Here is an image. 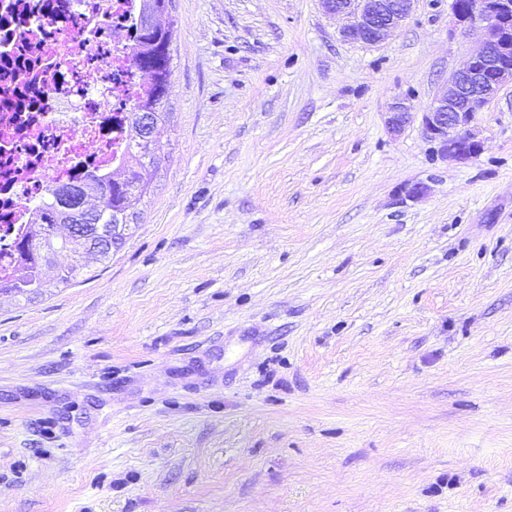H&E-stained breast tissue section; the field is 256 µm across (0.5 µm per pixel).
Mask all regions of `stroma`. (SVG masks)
Here are the masks:
<instances>
[{
	"label": "stroma",
	"instance_id": "stroma-1",
	"mask_svg": "<svg viewBox=\"0 0 512 512\" xmlns=\"http://www.w3.org/2000/svg\"><path fill=\"white\" fill-rule=\"evenodd\" d=\"M163 21L136 226L0 295V512H512V83L476 159L385 126L481 28L451 0L376 44L319 0ZM416 113L418 112H412L409 97L402 96L395 98L394 102L389 107V111L386 112L385 125L388 132L392 136L400 135L407 125L414 120Z\"/></svg>",
	"mask_w": 512,
	"mask_h": 512
}]
</instances>
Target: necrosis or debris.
Here are the masks:
<instances>
[{"label":"necrosis or debris","mask_w":512,"mask_h":512,"mask_svg":"<svg viewBox=\"0 0 512 512\" xmlns=\"http://www.w3.org/2000/svg\"><path fill=\"white\" fill-rule=\"evenodd\" d=\"M140 0H0V249L71 176L121 170Z\"/></svg>","instance_id":"necrosis-or-debris-1"}]
</instances>
